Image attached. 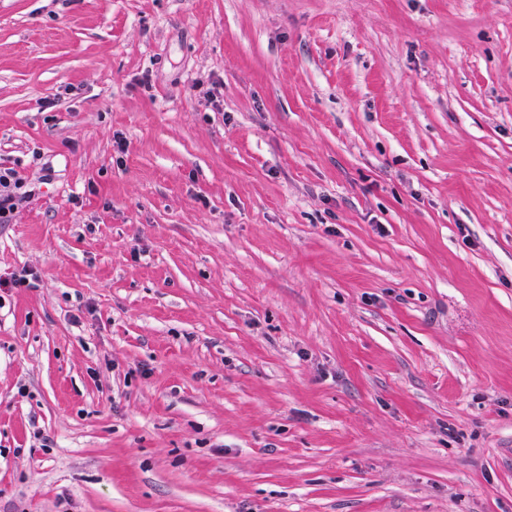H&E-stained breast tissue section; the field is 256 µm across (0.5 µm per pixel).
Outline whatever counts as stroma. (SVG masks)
Listing matches in <instances>:
<instances>
[{"label": "stroma", "mask_w": 512, "mask_h": 512, "mask_svg": "<svg viewBox=\"0 0 512 512\" xmlns=\"http://www.w3.org/2000/svg\"><path fill=\"white\" fill-rule=\"evenodd\" d=\"M0 512H512V0H0ZM21 188L20 179L13 168L0 166V223L8 224L17 201L16 190Z\"/></svg>", "instance_id": "stroma-1"}]
</instances>
